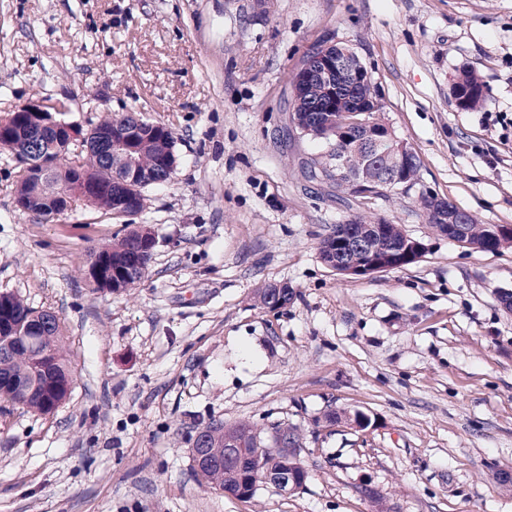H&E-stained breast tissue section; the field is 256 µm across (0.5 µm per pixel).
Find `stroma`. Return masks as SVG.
I'll return each instance as SVG.
<instances>
[{
    "mask_svg": "<svg viewBox=\"0 0 512 512\" xmlns=\"http://www.w3.org/2000/svg\"><path fill=\"white\" fill-rule=\"evenodd\" d=\"M320 42L356 52L421 160L412 189L362 207L425 245L411 265L350 278L320 257L347 212L303 175L328 143L285 110ZM33 100L85 129L142 113L177 167L145 191L148 273L115 295L88 251L122 220L82 200L31 218L0 156V291L58 315L74 374L53 414L0 403V512H512V247L438 235L417 203L512 226V0H0V119ZM274 284L293 302L257 306ZM217 420L296 428L303 488L200 486L189 448ZM484 84L481 76L474 70L463 69L453 84V91L460 104L474 108L483 100Z\"/></svg>",
    "mask_w": 512,
    "mask_h": 512,
    "instance_id": "35a3bbf8",
    "label": "stroma"
}]
</instances>
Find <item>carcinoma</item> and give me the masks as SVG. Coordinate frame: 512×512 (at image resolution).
Listing matches in <instances>:
<instances>
[{
    "mask_svg": "<svg viewBox=\"0 0 512 512\" xmlns=\"http://www.w3.org/2000/svg\"><path fill=\"white\" fill-rule=\"evenodd\" d=\"M348 74L342 77H333L332 84L313 82L307 87H302L301 73H296L292 80V96L289 111L291 117H302L305 112H314L319 108H327L333 103V97L339 96L342 99V106L338 110H360L369 111V119L373 120L375 128H386L383 120V106L374 102L377 96V88L373 83L366 66L358 56H352L344 60ZM484 84L481 76L474 70L463 69L459 72L453 84V91L460 104L464 107L474 108L483 100ZM137 112H124L121 114H107L98 122L101 128L128 127L134 123L133 116ZM342 126L336 125V132L331 134L327 141L330 150L318 159H313L305 164L304 175L310 182L326 184L336 190V200L343 203L352 210L347 219L336 225L334 231L324 238L320 243V255L323 259L330 258L329 249L335 247L336 237L348 227L359 228L366 224H380L385 228L383 246L388 249L396 248L402 244L404 231L399 224H394L383 218L370 219L365 214L357 211L365 201V198L355 194L352 190L353 184L363 182L375 190L374 198L382 199L389 197V179L395 173L407 179V182L416 184L419 181L421 163L419 157L410 155L405 161H400L399 153L391 150L387 145L382 149L375 150L370 147L369 138L365 133H355L351 139H345L341 133ZM143 132L150 136V140H138L136 147L139 151V168L143 173V179L136 190V206L133 210L127 211L120 208L107 196L89 197L82 192V183H98L108 185L124 178L123 168L108 165L105 163L101 150L90 145L82 155V162L78 164L66 163V157L70 152L72 143L61 142V155H52L51 160L55 161L53 170L44 181H36L33 177L24 174L16 190L18 196H30L33 194L49 195L58 190L68 193L70 199H83L90 205L103 210L117 218L126 219V225L131 230L121 237H115L105 244V251L97 249L91 251V264L102 261L112 262V268L123 270L126 277L121 281L119 292L123 293L137 287L145 278L148 265L143 262L142 255L135 252L137 228L134 227L135 219L147 208V198L144 189L151 185H159L171 180L173 173L167 169V160L175 157V140L172 132L163 127H147ZM340 156L344 159L345 175L340 178L333 177L329 168L332 160ZM421 207L428 214L433 228H441L440 216L448 215V221L463 225V231L458 241L466 243L480 252L495 253L505 247L512 246L511 236H496V226L493 224H482L476 216L445 201H438L430 195H421L419 199ZM295 297V292L288 286H283V302L276 305L271 299L269 288H261L255 294L257 304L266 309L276 310L278 307H286ZM49 316L46 310H38L30 306L24 299L16 294L9 293L5 302L0 303V318L7 320L14 326V333L28 330L37 321ZM41 343L46 346L51 354L53 362L52 385L60 387L56 393L47 392V396L31 395L27 398H18L15 390L7 388L5 392L9 396L0 395V400L8 403L17 401L28 410L45 414L49 405H53L64 397L67 379L72 377L68 359L64 354L62 328L60 320L51 319V326L46 335L40 338ZM34 374V364L28 350L23 346L10 345V352L0 354V377H8L18 380H27ZM208 447L214 453H224V437L229 434L235 435L244 440L250 450H260V456L264 464L278 465L283 457L282 448L279 447L280 436H290L294 441H299L300 436L292 427H278L274 429L270 442L266 443L260 436V432L249 423H238L227 426L224 422H213L206 427ZM197 481L209 488L224 491L232 494H240L242 499H250L256 489L247 483H239L228 471L222 467H213L205 470V474H195Z\"/></svg>",
    "mask_w": 512,
    "mask_h": 512,
    "instance_id": "carcinoma-1",
    "label": "carcinoma"
}]
</instances>
